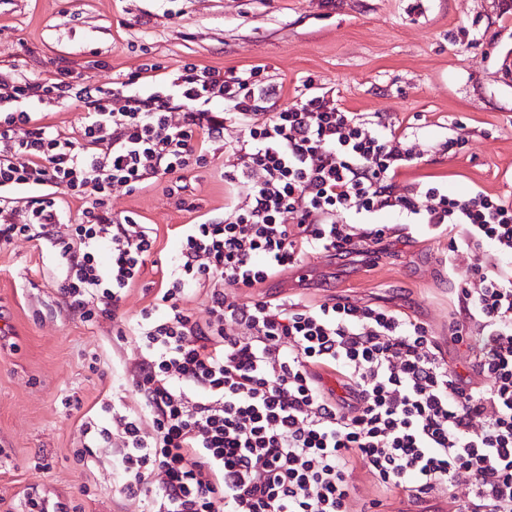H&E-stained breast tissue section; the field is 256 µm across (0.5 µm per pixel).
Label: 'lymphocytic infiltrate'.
Instances as JSON below:
<instances>
[{
    "instance_id": "obj_1",
    "label": "lymphocytic infiltrate",
    "mask_w": 512,
    "mask_h": 512,
    "mask_svg": "<svg viewBox=\"0 0 512 512\" xmlns=\"http://www.w3.org/2000/svg\"><path fill=\"white\" fill-rule=\"evenodd\" d=\"M262 70L148 59L117 89L72 69L0 72V245L48 244L83 322L121 319L157 251L156 227L114 218L113 189L164 178L191 211L179 172L207 167L215 144L227 158L223 216L175 228L136 319L141 357L123 372L139 405L101 429L84 422L91 444L113 445L122 492L149 497L151 512H349L361 463L372 512H413L432 494L448 512H512V199L402 183L423 157L410 124L326 92L280 104ZM71 105L83 111L76 137L48 121ZM73 200L79 222L63 235ZM383 212L447 238L449 266L466 259L448 334L473 353L470 372L398 310L241 297L308 254L374 251L398 233L377 223ZM200 292L203 321L185 306Z\"/></svg>"
}]
</instances>
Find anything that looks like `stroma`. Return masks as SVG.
I'll list each match as a JSON object with an SVG mask.
<instances>
[{
  "label": "stroma",
  "mask_w": 512,
  "mask_h": 512,
  "mask_svg": "<svg viewBox=\"0 0 512 512\" xmlns=\"http://www.w3.org/2000/svg\"><path fill=\"white\" fill-rule=\"evenodd\" d=\"M144 46L172 68L266 65L285 105L318 88L352 112L426 116L419 138L429 151L405 180L445 174L452 192L512 195V16L501 15L499 0H0L5 72L46 78L74 67L109 86L142 62ZM451 135L463 140L457 156L434 152ZM223 165L219 149L209 167L184 173L185 197L200 213L224 211ZM111 206L114 216L132 211L159 228L164 261L177 248L171 228L191 219L160 186L115 189ZM410 233L375 264L308 255L320 268L315 279L268 292L404 309L466 369L470 352L448 339L457 286L442 263L448 241L419 226ZM59 267L38 242L0 246V512H22L32 488L77 512H149L147 499L122 493L112 449L76 457L82 424L102 403L137 408L122 367L140 350L134 336L116 339L111 320L90 325L64 309Z\"/></svg>",
  "instance_id": "1"
}]
</instances>
